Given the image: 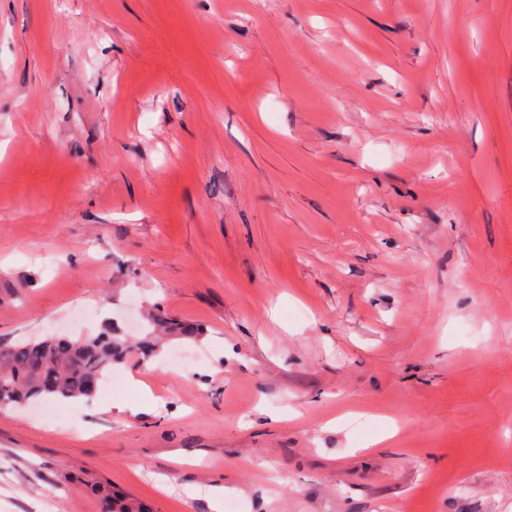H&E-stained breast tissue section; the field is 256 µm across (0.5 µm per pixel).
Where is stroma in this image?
Wrapping results in <instances>:
<instances>
[{
  "mask_svg": "<svg viewBox=\"0 0 512 512\" xmlns=\"http://www.w3.org/2000/svg\"><path fill=\"white\" fill-rule=\"evenodd\" d=\"M155 308L0 512H512V0H0V345ZM102 504L103 512H148L147 503L134 495L114 489L111 484L94 482L90 486Z\"/></svg>",
  "mask_w": 512,
  "mask_h": 512,
  "instance_id": "obj_1",
  "label": "stroma"
}]
</instances>
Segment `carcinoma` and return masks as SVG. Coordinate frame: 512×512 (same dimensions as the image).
I'll list each match as a JSON object with an SVG mask.
<instances>
[{
	"label": "carcinoma",
	"mask_w": 512,
	"mask_h": 512,
	"mask_svg": "<svg viewBox=\"0 0 512 512\" xmlns=\"http://www.w3.org/2000/svg\"><path fill=\"white\" fill-rule=\"evenodd\" d=\"M152 331L141 338L107 328L95 336L72 339L47 336L0 347V409L20 408L42 399H91L98 385L115 365L132 358L147 361L159 352L164 336L197 341L203 336L198 326L178 325L163 314H148ZM103 512H149L147 503L112 485L90 486Z\"/></svg>",
	"instance_id": "carcinoma-1"
}]
</instances>
